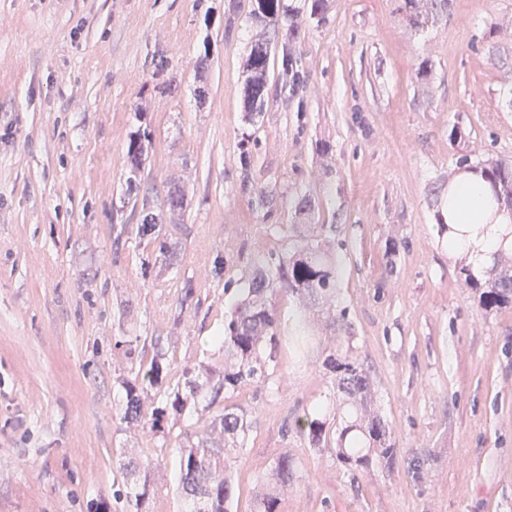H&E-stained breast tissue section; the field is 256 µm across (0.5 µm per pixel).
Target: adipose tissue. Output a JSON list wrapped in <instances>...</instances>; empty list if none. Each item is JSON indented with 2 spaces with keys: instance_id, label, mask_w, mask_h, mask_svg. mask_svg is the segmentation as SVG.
I'll list each match as a JSON object with an SVG mask.
<instances>
[{
  "instance_id": "obj_1",
  "label": "adipose tissue",
  "mask_w": 512,
  "mask_h": 512,
  "mask_svg": "<svg viewBox=\"0 0 512 512\" xmlns=\"http://www.w3.org/2000/svg\"><path fill=\"white\" fill-rule=\"evenodd\" d=\"M448 195L466 205L471 216L458 220L449 215L448 224L454 242L453 255L466 257L468 263L485 270L492 254L503 245V239L512 231V216L502 213L492 215L489 201L492 192L481 177L470 171H460L449 183Z\"/></svg>"
}]
</instances>
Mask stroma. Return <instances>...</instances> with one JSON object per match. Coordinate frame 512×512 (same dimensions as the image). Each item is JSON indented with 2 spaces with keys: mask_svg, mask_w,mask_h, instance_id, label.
Returning <instances> with one entry per match:
<instances>
[{
  "mask_svg": "<svg viewBox=\"0 0 512 512\" xmlns=\"http://www.w3.org/2000/svg\"><path fill=\"white\" fill-rule=\"evenodd\" d=\"M292 4L307 87L252 119L249 0L229 36L225 0H0V512H127L132 457L152 464L139 512H186L174 439L204 419L189 406L146 433L125 418V384L157 348L161 377L143 391L160 407L200 364L223 366L216 338L255 261L309 235L336 244L341 333L393 455L349 465L289 432L338 393L322 318L278 293L274 375L230 398L254 420L230 462L232 512H253L284 452L297 473L278 512H512V306L483 310L463 286L437 223L448 197L433 193L456 168L453 125L472 156L512 157V66L488 52L512 48V0H455L422 31L402 0H335L323 26ZM141 127L152 136L133 175ZM260 189L277 192L273 214L255 208ZM303 194L311 226L295 213ZM145 198L167 252L117 231ZM149 137L150 132L146 129H139L131 136L126 151V162L130 172L136 173L140 170L144 151V141H148Z\"/></svg>",
  "mask_w": 512,
  "mask_h": 512,
  "instance_id": "35a3bbf8",
  "label": "stroma"
}]
</instances>
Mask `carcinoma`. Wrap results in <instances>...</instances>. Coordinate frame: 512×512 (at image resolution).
Returning a JSON list of instances; mask_svg holds the SVG:
<instances>
[{
	"label": "carcinoma",
	"instance_id": "cac0c4a2",
	"mask_svg": "<svg viewBox=\"0 0 512 512\" xmlns=\"http://www.w3.org/2000/svg\"><path fill=\"white\" fill-rule=\"evenodd\" d=\"M310 15L321 24L329 21L330 0H304ZM453 0H403V21L415 29H423L452 15ZM295 11L288 0H254L250 11L251 23L262 28L263 33L250 46L246 69L248 77L244 85V107L250 118L261 115L269 96L271 67L278 68L276 87L287 98L300 95L307 86V75L297 52L300 30L289 19ZM150 132H135L126 151L130 172L140 170L144 142ZM242 188L249 186L252 176V156L248 144L240 148ZM460 170L480 173L488 182L498 204L512 210V159L488 156L476 161L467 153L456 161ZM278 205L276 192L262 191L255 199V208L272 213ZM142 219L136 225L139 239L159 243V250H167L166 242L159 240L158 217L152 212L148 199L141 204ZM338 260L330 246L308 238L291 254L274 255L260 259L242 289L240 297L224 326V335L218 342L224 347V367L201 366L206 375L208 389L200 392L197 385L188 383V394L175 393L170 400L171 409L183 411L188 399H197L200 411L206 415L220 402V398L251 383L269 380L272 353L266 346L275 340L280 324L276 309L269 303V295L282 289L296 298L300 305H314L321 301L336 306ZM465 287L477 298L479 306L488 311L512 304V254L498 253L489 271L483 276L473 273L470 266L459 268ZM163 354L156 353L149 368L138 369L137 374L151 384L158 382L162 371ZM326 365L336 374V387L344 395L350 409L349 424L336 433L329 423L314 410L295 419L293 428L297 434L308 438L315 447L337 445L336 456L343 463L353 460L362 462L373 453L381 460H389L392 451L387 444V430L381 418L371 410L375 390L369 374L353 352L338 358L330 354ZM127 414L134 418L142 430L160 431V418L164 409L145 410V402L134 382H126ZM253 421L246 410L226 405L211 422L194 432L193 439H175L178 448L181 473V493L189 501L190 512H231L236 489L228 471V462L238 451L239 440L245 438ZM150 465L143 464V482L140 489L126 495L129 507L139 509L149 491ZM295 477L293 461L286 454L278 456L260 484L256 494L257 512H276L279 497Z\"/></svg>",
	"mask_w": 512,
	"mask_h": 512
}]
</instances>
